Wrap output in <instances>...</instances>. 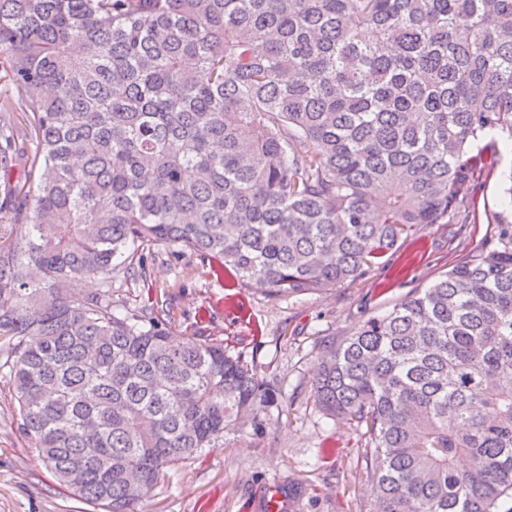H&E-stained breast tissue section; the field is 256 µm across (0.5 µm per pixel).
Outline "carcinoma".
Wrapping results in <instances>:
<instances>
[{"mask_svg":"<svg viewBox=\"0 0 512 512\" xmlns=\"http://www.w3.org/2000/svg\"><path fill=\"white\" fill-rule=\"evenodd\" d=\"M0 69L24 92L0 96V377L105 512L277 400L223 340L170 342L159 248L273 298L354 282L466 223L512 139V0H0ZM319 349L314 401L360 430L369 512H512V221Z\"/></svg>","mask_w":512,"mask_h":512,"instance_id":"obj_1","label":"carcinoma"}]
</instances>
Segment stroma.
Listing matches in <instances>:
<instances>
[{
	"label": "stroma",
	"mask_w": 512,
	"mask_h": 512,
	"mask_svg": "<svg viewBox=\"0 0 512 512\" xmlns=\"http://www.w3.org/2000/svg\"><path fill=\"white\" fill-rule=\"evenodd\" d=\"M512 174L504 153L479 180L467 224H431L401 242L379 268L336 288L271 298L243 286L233 271L213 274L190 253L160 248L150 263L154 296L174 305V340L204 332L224 341L279 387L263 433L235 425L221 448H208L168 470L141 503L142 512H265L271 493L285 512H368L370 484L344 420L323 414L311 385L321 339L348 335L417 288L472 256L512 213L502 184ZM0 512H95L54 479L17 429L16 403L0 380Z\"/></svg>",
	"instance_id": "stroma-1"
}]
</instances>
